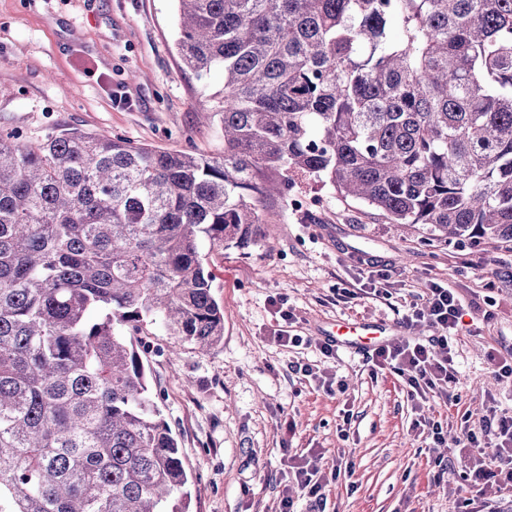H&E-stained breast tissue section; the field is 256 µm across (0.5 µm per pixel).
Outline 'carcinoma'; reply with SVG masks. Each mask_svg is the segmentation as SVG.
Segmentation results:
<instances>
[{
  "label": "carcinoma",
  "instance_id": "cac0c4a2",
  "mask_svg": "<svg viewBox=\"0 0 512 512\" xmlns=\"http://www.w3.org/2000/svg\"><path fill=\"white\" fill-rule=\"evenodd\" d=\"M224 156L0 136V512H190L142 337L224 338L210 254L289 174L429 242L512 244V0H174Z\"/></svg>",
  "mask_w": 512,
  "mask_h": 512
}]
</instances>
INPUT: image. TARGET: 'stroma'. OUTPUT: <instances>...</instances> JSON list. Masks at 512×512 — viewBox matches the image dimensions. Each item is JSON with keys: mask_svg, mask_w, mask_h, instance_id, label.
<instances>
[{"mask_svg": "<svg viewBox=\"0 0 512 512\" xmlns=\"http://www.w3.org/2000/svg\"><path fill=\"white\" fill-rule=\"evenodd\" d=\"M175 31L174 0H0V134L40 141L105 132L223 155L214 111L224 74L197 80L180 61ZM265 206L278 217L267 244L211 258L223 341L174 356L171 337L146 339L162 414L193 475L192 512H280L286 492L299 512H468L475 490L458 477L464 462L453 454L462 416L479 421L492 401L512 409V384L488 363L512 351V248L427 243L420 225L390 223L301 173ZM371 256L392 266L391 300H341L338 289L360 286V261ZM433 282L454 289L470 328L448 402L413 408L400 377L373 373L345 350L327 365L345 388L327 392L289 373L297 353L272 339L286 309L295 334L313 340L343 320L400 323L396 304ZM423 416L442 423L444 447L415 428ZM307 451L327 481L318 505L288 481L289 455ZM349 459L354 475L338 474Z\"/></svg>", "mask_w": 512, "mask_h": 512, "instance_id": "35a3bbf8", "label": "stroma"}]
</instances>
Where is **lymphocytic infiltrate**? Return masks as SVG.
Listing matches in <instances>:
<instances>
[{"label": "lymphocytic infiltrate", "instance_id": "obj_1", "mask_svg": "<svg viewBox=\"0 0 512 512\" xmlns=\"http://www.w3.org/2000/svg\"><path fill=\"white\" fill-rule=\"evenodd\" d=\"M464 306L459 297L440 284L405 303L403 323L426 322L441 333L408 338L368 351L373 369L390 370L402 377L414 404L448 399L457 382L456 344L466 331ZM460 456L465 457L463 478L471 485L495 484L498 493L512 489V413L487 407L478 426L464 430Z\"/></svg>", "mask_w": 512, "mask_h": 512}]
</instances>
